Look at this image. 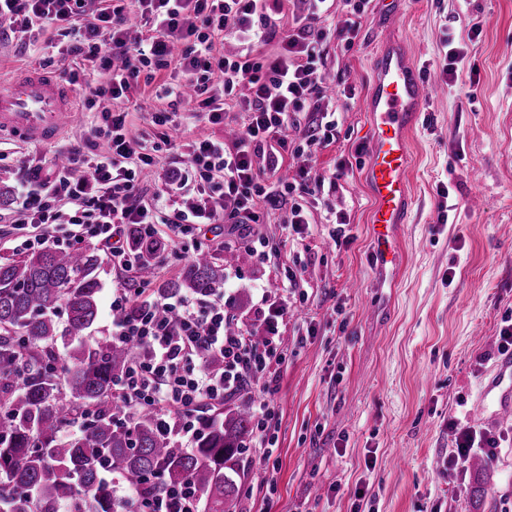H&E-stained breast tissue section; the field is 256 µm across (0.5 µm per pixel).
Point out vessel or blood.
Here are the masks:
<instances>
[{
    "instance_id": "obj_1",
    "label": "vessel or blood",
    "mask_w": 512,
    "mask_h": 512,
    "mask_svg": "<svg viewBox=\"0 0 512 512\" xmlns=\"http://www.w3.org/2000/svg\"><path fill=\"white\" fill-rule=\"evenodd\" d=\"M427 96L404 47L386 43L374 57L365 105L373 129L366 169L372 199L369 237L382 281L394 279L401 267V231L413 208L407 179L412 163L409 135L419 124ZM77 119L75 93L55 74L31 69L0 80V138L47 144ZM478 398L493 404L483 413L485 423L512 417V350L502 352L496 374Z\"/></svg>"
}]
</instances>
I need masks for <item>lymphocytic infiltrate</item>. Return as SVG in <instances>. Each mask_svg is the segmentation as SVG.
<instances>
[{"label":"lymphocytic infiltrate","instance_id":"obj_1","mask_svg":"<svg viewBox=\"0 0 512 512\" xmlns=\"http://www.w3.org/2000/svg\"><path fill=\"white\" fill-rule=\"evenodd\" d=\"M306 12L291 25L281 20L283 0H112L87 14V0H0V26L25 33L35 22L55 24L73 39L69 53L92 64L91 97L121 98L141 72L173 68L159 99L185 104L193 119L223 124L227 112L244 118L231 139L193 141L187 154L195 175L191 205L174 209L170 228L187 233L196 224H253L260 204L289 202L287 224L301 231L311 221L306 198L319 195L320 181L307 165L313 146L336 140L335 112L323 109L325 56L330 43L353 46L356 19L370 0H339L350 15L345 25L330 24V0H299ZM235 38L236 53L218 54V39ZM273 45L272 53L262 48ZM105 153L93 159L74 154L47 175L25 177L20 202L0 222L29 224L17 249L50 242L96 241L123 272H137L140 253L125 242L128 226L143 236L158 235V205L145 202L142 175L161 152L160 143L133 130L127 112L102 110ZM302 161L295 179L266 185L282 154ZM167 315L159 317L155 309ZM109 310L117 345L134 347L126 373L112 384V396L127 414L149 409L173 437L176 447H195L202 433L199 404L220 401L240 389L247 375L266 371L279 359V339L254 340L247 328H232L223 299L199 302L172 295L152 301L144 289L120 286ZM224 357L221 371H210L202 350ZM112 487L130 512H200L195 491L177 484L163 494L136 497L120 477Z\"/></svg>","mask_w":512,"mask_h":512}]
</instances>
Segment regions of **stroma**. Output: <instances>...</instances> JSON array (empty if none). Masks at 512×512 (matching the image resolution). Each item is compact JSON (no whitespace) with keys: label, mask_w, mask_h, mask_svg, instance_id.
Segmentation results:
<instances>
[{"label":"stroma","mask_w":512,"mask_h":512,"mask_svg":"<svg viewBox=\"0 0 512 512\" xmlns=\"http://www.w3.org/2000/svg\"><path fill=\"white\" fill-rule=\"evenodd\" d=\"M479 37H472V26ZM467 43L456 77L426 102L411 137L408 181L415 208L400 250L403 276L379 283L368 238L371 200L364 180L370 130L365 111L374 51L402 42L425 83L438 81L433 59L442 31ZM54 29L39 51L0 29V78L31 67L64 74L83 69L64 55ZM324 73L340 122L336 140L317 149L313 177L324 180L307 206L302 232L284 223L286 207H266L250 225L201 224L166 241L160 280L176 277L198 249L231 243L238 261L224 270V298L239 325L259 326L263 292L294 291L277 324L283 360L248 381L222 406L268 404L277 438L272 455L251 439L234 479L237 512H512V427L482 468L449 465L456 433L500 358L499 336L512 313V0H404L398 15L370 3L352 47L329 48ZM169 73L139 76L126 96L104 100L125 110L134 129L169 136L147 176L149 192L168 191L187 165L174 153L219 125L162 129L151 114L166 108L155 90ZM352 94H344V86ZM75 132L51 144L8 142L0 182L16 185L23 169L49 167ZM346 162L334 178L338 162ZM449 191L440 200L439 188ZM446 203L447 223L438 221ZM344 225H335L337 215Z\"/></svg>","instance_id":"stroma-1"}]
</instances>
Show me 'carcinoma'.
Listing matches in <instances>:
<instances>
[{
	"label": "carcinoma",
	"instance_id": "1",
	"mask_svg": "<svg viewBox=\"0 0 512 512\" xmlns=\"http://www.w3.org/2000/svg\"><path fill=\"white\" fill-rule=\"evenodd\" d=\"M128 245L144 255L138 285L147 286L161 244L133 229ZM236 261L232 251L219 261L199 249L157 292L214 294ZM102 264L89 243L0 260V512H125L105 477L113 470L139 496L188 482L203 512H236L231 474L250 441L252 411L223 412L190 452L173 447L150 410L122 422L112 383L128 367L129 348L87 342ZM74 423L79 429L63 434Z\"/></svg>",
	"mask_w": 512,
	"mask_h": 512
}]
</instances>
